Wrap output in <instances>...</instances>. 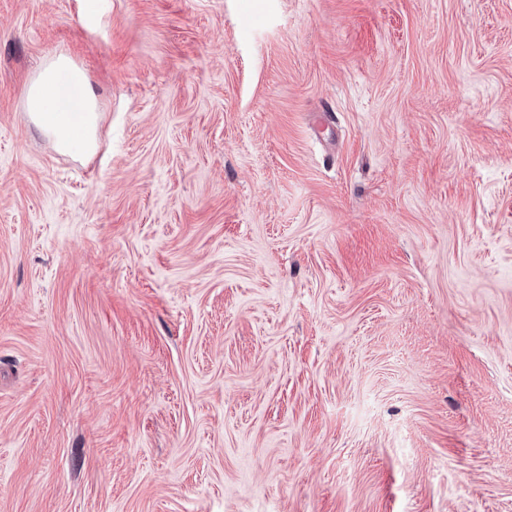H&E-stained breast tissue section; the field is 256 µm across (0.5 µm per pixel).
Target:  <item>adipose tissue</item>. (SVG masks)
<instances>
[{
    "mask_svg": "<svg viewBox=\"0 0 512 512\" xmlns=\"http://www.w3.org/2000/svg\"><path fill=\"white\" fill-rule=\"evenodd\" d=\"M86 86L83 70L61 56L46 63L25 91L35 124L61 150L91 154L98 148L97 103Z\"/></svg>",
    "mask_w": 512,
    "mask_h": 512,
    "instance_id": "obj_1",
    "label": "adipose tissue"
}]
</instances>
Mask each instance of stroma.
I'll return each instance as SVG.
<instances>
[{
	"label": "stroma",
	"mask_w": 512,
	"mask_h": 512,
	"mask_svg": "<svg viewBox=\"0 0 512 512\" xmlns=\"http://www.w3.org/2000/svg\"><path fill=\"white\" fill-rule=\"evenodd\" d=\"M0 512H512V0H0ZM86 86L83 70L59 56L44 65L25 91L26 107L35 124L61 150L92 154L98 148L97 103ZM67 88L84 90L80 112H72L68 105Z\"/></svg>",
	"instance_id": "obj_1"
}]
</instances>
